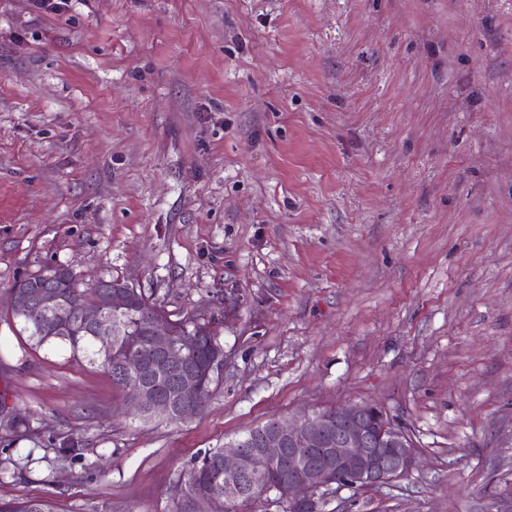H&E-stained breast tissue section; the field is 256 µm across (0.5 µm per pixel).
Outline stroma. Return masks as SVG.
Wrapping results in <instances>:
<instances>
[{
    "mask_svg": "<svg viewBox=\"0 0 512 512\" xmlns=\"http://www.w3.org/2000/svg\"><path fill=\"white\" fill-rule=\"evenodd\" d=\"M55 262L173 313L237 289L204 413L125 417L31 346L9 292ZM360 402L419 463L325 512L512 496V0H0V442L13 412L39 429L0 499L172 512L198 452ZM52 450L55 453L56 460L62 462H74L84 458L83 451L86 449L85 440L78 438V440L63 444L62 440L58 437L56 441H52Z\"/></svg>",
    "mask_w": 512,
    "mask_h": 512,
    "instance_id": "stroma-1",
    "label": "stroma"
}]
</instances>
